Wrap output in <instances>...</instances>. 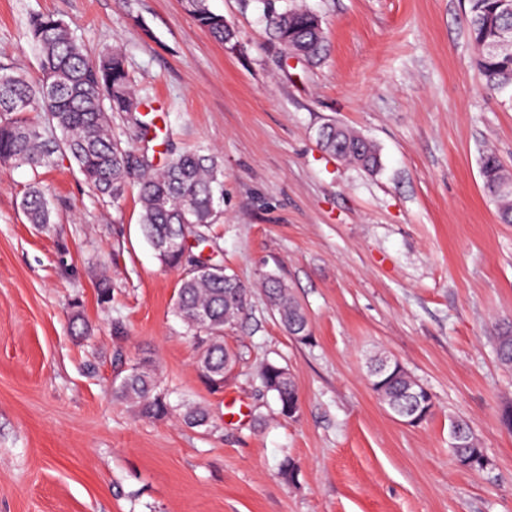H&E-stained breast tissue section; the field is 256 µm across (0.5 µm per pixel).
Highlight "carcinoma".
I'll return each mask as SVG.
<instances>
[{
  "label": "carcinoma",
  "mask_w": 512,
  "mask_h": 512,
  "mask_svg": "<svg viewBox=\"0 0 512 512\" xmlns=\"http://www.w3.org/2000/svg\"><path fill=\"white\" fill-rule=\"evenodd\" d=\"M272 39L283 51L298 44L311 62L321 60L327 40L319 17L302 7H276V0H258ZM196 21L217 41L228 43L235 31L224 16L212 12L207 0H188ZM498 15L497 0H469L467 26L477 48L475 66L486 90L512 105V50L497 52L487 45L512 27V18H499L498 26L486 21ZM29 35L39 59V77L31 79L21 71L0 70V166H49L57 153L66 154L77 166L93 192L107 203L117 204L125 196L131 179H137L140 224L158 259L169 267H183L175 301V315L191 334L197 350L201 377L214 392L224 388L239 365L241 356L224 344V329L238 322L248 307L250 289L220 263L204 259L186 248L190 240L217 250L218 238L211 234L224 199V169L221 161L200 150L175 153L160 170L149 155L151 120L147 100L134 90L124 58L117 52L91 59L77 44L68 24L53 15H36L29 23ZM121 114L125 138L112 130V115ZM139 140L135 149L130 142ZM320 140L326 152L374 172L381 165L377 146L347 127L336 124L322 128ZM483 187L498 203L499 218L512 224V171L493 151L481 161ZM29 223H52L48 194L35 183L21 201ZM271 309L284 328L307 342L310 328L306 313L277 275L263 282ZM499 362L512 368V321L503 323L496 336ZM259 379L265 391L275 397L278 413L294 417L299 410L295 381L288 369L264 364ZM372 391L392 413L410 412L416 424L432 414L430 393L417 389L406 368L394 367L384 376L369 380ZM112 396L134 406L140 415L161 419L169 413L162 380L152 370L133 368L112 388ZM183 421L192 427L209 423V412L186 406ZM449 447L467 469L480 471L489 460L469 426L452 421Z\"/></svg>",
  "instance_id": "carcinoma-1"
}]
</instances>
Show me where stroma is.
Listing matches in <instances>:
<instances>
[{"mask_svg": "<svg viewBox=\"0 0 512 512\" xmlns=\"http://www.w3.org/2000/svg\"><path fill=\"white\" fill-rule=\"evenodd\" d=\"M298 2L323 23L320 63L283 57L258 0H208L237 33L225 45L186 0H0L1 67L37 75L29 21L62 18L89 57L121 53L157 107V166L196 147L221 160L218 259L252 290L224 333L242 360L212 392L173 313L184 272L144 239L136 189L107 205L60 153L36 173L0 167V512H512V370L494 344L512 321V224L480 174L489 147L512 166V106L481 85L468 0ZM328 123L373 140L380 169L325 153ZM36 179L45 227L20 206ZM268 272L305 309L310 342L269 309ZM76 309L88 335L70 330ZM379 351L432 393L427 421L400 424L373 393ZM269 361L295 380L293 418L260 385ZM143 363L169 393L165 418L112 397ZM188 402L209 427L182 422ZM453 418L486 470L456 464Z\"/></svg>", "mask_w": 512, "mask_h": 512, "instance_id": "obj_1", "label": "stroma"}]
</instances>
